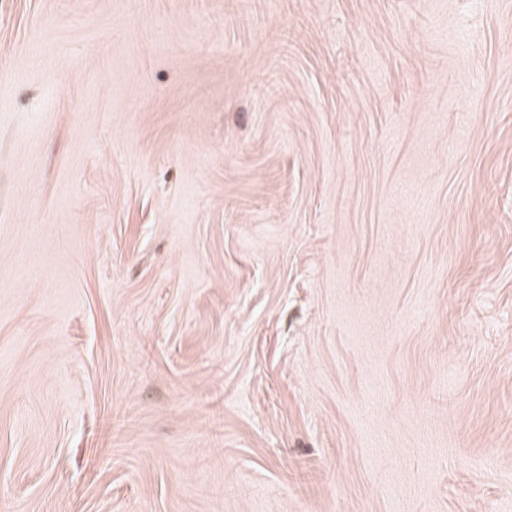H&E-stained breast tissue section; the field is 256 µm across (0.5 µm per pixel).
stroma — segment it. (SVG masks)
Segmentation results:
<instances>
[{
	"label": "stroma",
	"instance_id": "1",
	"mask_svg": "<svg viewBox=\"0 0 512 512\" xmlns=\"http://www.w3.org/2000/svg\"><path fill=\"white\" fill-rule=\"evenodd\" d=\"M0 512H512V0H0Z\"/></svg>",
	"mask_w": 512,
	"mask_h": 512
}]
</instances>
